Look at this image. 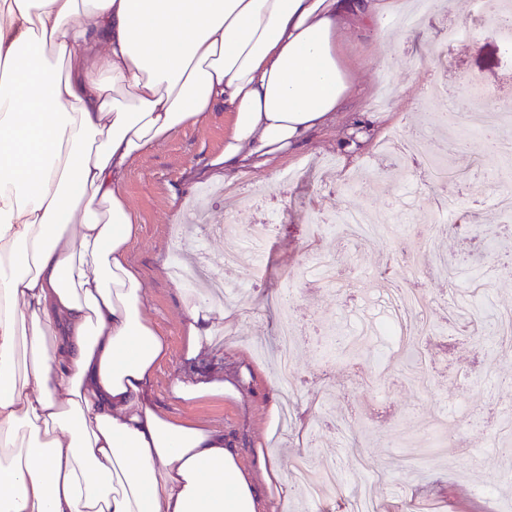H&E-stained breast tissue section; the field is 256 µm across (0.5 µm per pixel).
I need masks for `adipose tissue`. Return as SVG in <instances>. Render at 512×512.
I'll use <instances>...</instances> for the list:
<instances>
[{"mask_svg": "<svg viewBox=\"0 0 512 512\" xmlns=\"http://www.w3.org/2000/svg\"><path fill=\"white\" fill-rule=\"evenodd\" d=\"M407 0H0V512H268L283 471L174 419L128 261L132 162L215 105L225 171L293 152L358 91L343 36ZM223 304L187 312L186 356ZM192 401L238 397L185 376Z\"/></svg>", "mask_w": 512, "mask_h": 512, "instance_id": "1", "label": "adipose tissue"}]
</instances>
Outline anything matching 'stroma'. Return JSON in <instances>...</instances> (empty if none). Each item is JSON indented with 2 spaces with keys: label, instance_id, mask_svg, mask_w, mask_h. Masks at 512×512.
Listing matches in <instances>:
<instances>
[{
  "label": "stroma",
  "instance_id": "obj_1",
  "mask_svg": "<svg viewBox=\"0 0 512 512\" xmlns=\"http://www.w3.org/2000/svg\"><path fill=\"white\" fill-rule=\"evenodd\" d=\"M473 11L472 0H430L428 9L392 18L391 30L405 35L396 46L373 31L349 29L345 42L366 97L347 103L336 121L293 153L242 167L226 182L235 194L221 192L224 182L214 164L224 151L228 124L220 105L130 167L124 190L140 228L129 261L144 280L146 316L170 346L153 378L154 399L174 418L230 430L245 463H252L257 451L268 453L290 491L285 512H350L360 491L371 496L378 512H456L461 496L489 512H512V480L504 477L512 461L494 451L497 426L491 420L497 402L512 393V358L495 353L489 332L475 340L449 323L448 282L428 275L426 267L438 255L460 257L465 247L451 225L424 219L428 213L439 216L451 202L459 207V223L477 219L501 228L492 197L504 163L483 138L470 136L457 142L453 153L468 180H436L411 157L387 158L378 149L394 130L405 140L425 135L435 145L453 138L437 115L451 101L461 121L472 118L466 82L481 83L484 101L491 104L512 79V54L497 37L486 32L448 41L446 23L470 25ZM383 55L392 56L390 66L370 67L371 58ZM357 125L364 126L368 140L348 159L342 139ZM373 208L388 219L389 232L368 245L310 221L315 211L333 218ZM230 213L240 226L269 222L271 247L252 263L204 268L203 280L223 282L232 314L223 346L189 360L183 325L190 288L170 269L198 262L203 253L222 255L232 239L212 226ZM312 249L332 259L342 279L357 278L358 287L330 288L297 278ZM405 251L419 258L416 285L424 317L438 328L410 339L411 348L423 351L431 378L423 391L404 380L407 353L388 350L378 336L368 337L359 355L321 350L326 326L348 318L364 296L382 293L383 282L373 279L372 271L398 268ZM484 272L489 299L512 308V258L499 253ZM289 285L298 330L293 397L280 384L275 362L280 300ZM245 366L252 382L241 399L188 403L170 392L182 376L229 378ZM483 368L493 370L495 385L465 384V373ZM273 402L280 415L269 414ZM302 456L314 470L333 468L339 475L319 500L304 496L293 478Z\"/></svg>",
  "mask_w": 512,
  "mask_h": 512
}]
</instances>
